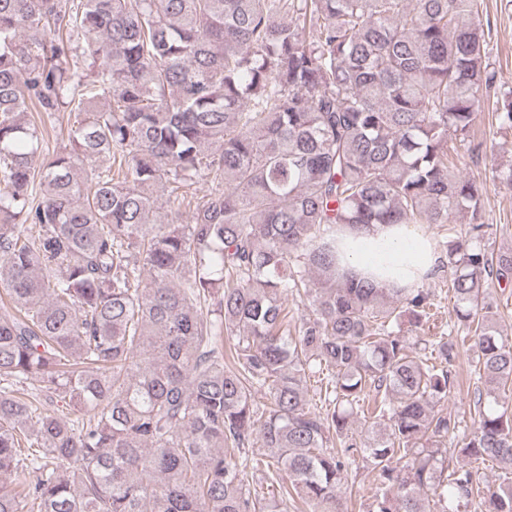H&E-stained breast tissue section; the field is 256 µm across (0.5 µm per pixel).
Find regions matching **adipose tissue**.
Segmentation results:
<instances>
[{
    "label": "adipose tissue",
    "instance_id": "1",
    "mask_svg": "<svg viewBox=\"0 0 512 512\" xmlns=\"http://www.w3.org/2000/svg\"><path fill=\"white\" fill-rule=\"evenodd\" d=\"M335 247L339 275L367 277L387 289L421 285L438 263L432 239L413 224H341Z\"/></svg>",
    "mask_w": 512,
    "mask_h": 512
}]
</instances>
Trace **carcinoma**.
<instances>
[{"label": "carcinoma", "instance_id": "obj_1", "mask_svg": "<svg viewBox=\"0 0 512 512\" xmlns=\"http://www.w3.org/2000/svg\"><path fill=\"white\" fill-rule=\"evenodd\" d=\"M478 2L0 0V512H348L359 460L369 512H512V481L445 472L458 343L401 336L430 291L338 276L328 243L470 215L438 266L487 387L462 452L511 469L489 294L512 251L450 153L488 104L512 131ZM67 107L85 118L37 171ZM161 189L190 223L156 219ZM378 484L375 471L362 463L356 470L349 472L348 482L343 488L347 498L348 512H368Z\"/></svg>", "mask_w": 512, "mask_h": 512}]
</instances>
